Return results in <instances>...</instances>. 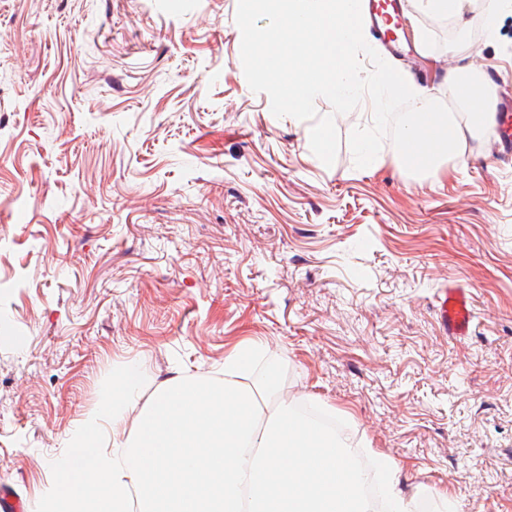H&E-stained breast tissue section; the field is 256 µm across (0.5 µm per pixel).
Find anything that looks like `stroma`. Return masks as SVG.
Instances as JSON below:
<instances>
[{
    "label": "stroma",
    "mask_w": 512,
    "mask_h": 512,
    "mask_svg": "<svg viewBox=\"0 0 512 512\" xmlns=\"http://www.w3.org/2000/svg\"><path fill=\"white\" fill-rule=\"evenodd\" d=\"M238 0H0V489L36 512L49 462L116 366L152 395L262 344L280 398L344 419L419 512H512V160L468 140L439 175L392 141L357 168L369 99L276 117L241 62ZM408 7L428 34L393 65L434 100L480 66L512 101V11L495 40ZM472 332L444 334L442 288ZM439 313L445 334L466 336L473 316L470 293L465 288H445L439 299Z\"/></svg>",
    "instance_id": "1"
}]
</instances>
